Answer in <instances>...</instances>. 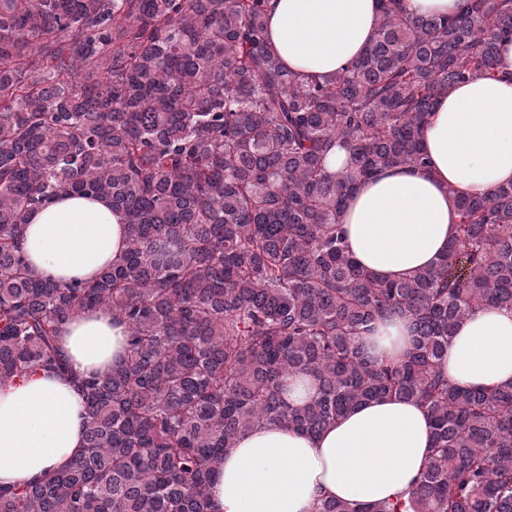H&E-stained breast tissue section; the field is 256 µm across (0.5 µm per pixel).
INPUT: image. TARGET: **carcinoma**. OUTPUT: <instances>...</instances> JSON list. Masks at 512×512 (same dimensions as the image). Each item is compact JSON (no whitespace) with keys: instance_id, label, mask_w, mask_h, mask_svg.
<instances>
[{"instance_id":"cac0c4a2","label":"carcinoma","mask_w":512,"mask_h":512,"mask_svg":"<svg viewBox=\"0 0 512 512\" xmlns=\"http://www.w3.org/2000/svg\"><path fill=\"white\" fill-rule=\"evenodd\" d=\"M265 26V0H0V384L67 371L60 326L78 312L128 327L124 361L77 380L83 451L0 488V512H211L244 432L314 435L387 396L431 422L414 490L317 512H512V385L460 389L440 369L460 321L512 309V184L461 199L448 253L396 281L359 265L338 224L364 179L427 165L436 97L495 75L512 0L448 16L381 0L376 38L323 82L287 71ZM62 193L125 218V252L91 281L40 278L20 249ZM391 315L410 348L374 358L360 337ZM297 373L318 392L292 407Z\"/></svg>"}]
</instances>
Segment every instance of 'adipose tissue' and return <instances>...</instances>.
<instances>
[{
	"label": "adipose tissue",
	"instance_id": "adipose-tissue-1",
	"mask_svg": "<svg viewBox=\"0 0 512 512\" xmlns=\"http://www.w3.org/2000/svg\"><path fill=\"white\" fill-rule=\"evenodd\" d=\"M267 40L288 69L325 80L374 39L377 0H269ZM430 164L378 171L340 215L354 258L398 280L439 263L459 221V198L512 184V41L497 74L441 94L423 126ZM126 226L103 198L62 195L35 210L21 249L30 269L59 282L93 280L125 250ZM408 319L378 321L363 341L382 357L410 345ZM74 373L117 366L127 326L111 310L61 327ZM444 373L467 389L512 384V309L480 308L459 322ZM84 445L83 399L68 376L37 372L0 386V485L43 480ZM431 453L426 409L386 397L362 404L315 435L276 425L240 435L209 488L212 512H314L317 498L362 506L408 498Z\"/></svg>",
	"mask_w": 512,
	"mask_h": 512
}]
</instances>
